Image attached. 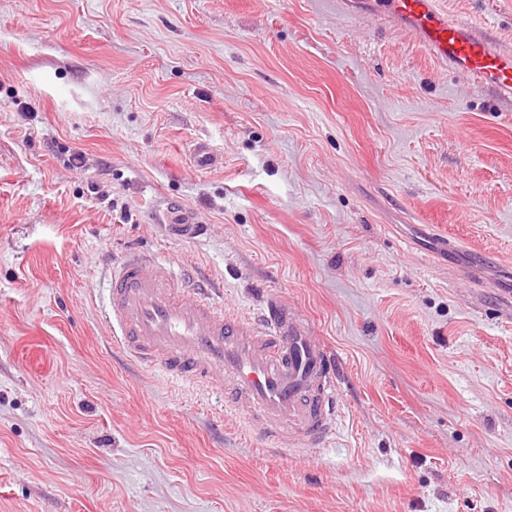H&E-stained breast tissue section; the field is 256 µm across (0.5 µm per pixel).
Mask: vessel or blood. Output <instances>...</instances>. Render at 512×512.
Segmentation results:
<instances>
[{"label":"vessel or blood","mask_w":512,"mask_h":512,"mask_svg":"<svg viewBox=\"0 0 512 512\" xmlns=\"http://www.w3.org/2000/svg\"><path fill=\"white\" fill-rule=\"evenodd\" d=\"M439 4L370 2L440 63L512 96V52ZM107 288L106 321L131 362L160 367L178 385L220 387L225 408L242 414L271 450L290 436L314 445L330 433L335 358L281 298L268 297L258 318L227 309L207 286L189 287L179 265L137 252L112 271Z\"/></svg>","instance_id":"b4317fda"}]
</instances>
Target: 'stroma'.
Here are the masks:
<instances>
[{
	"instance_id": "35a3bbf8",
	"label": "stroma",
	"mask_w": 512,
	"mask_h": 512,
	"mask_svg": "<svg viewBox=\"0 0 512 512\" xmlns=\"http://www.w3.org/2000/svg\"><path fill=\"white\" fill-rule=\"evenodd\" d=\"M444 2L512 50V0ZM172 199L191 237L160 223ZM131 250L307 318L336 358L329 439L265 450L220 390L126 361L104 288ZM504 289L512 98L392 21L0 0V512H512Z\"/></svg>"
}]
</instances>
